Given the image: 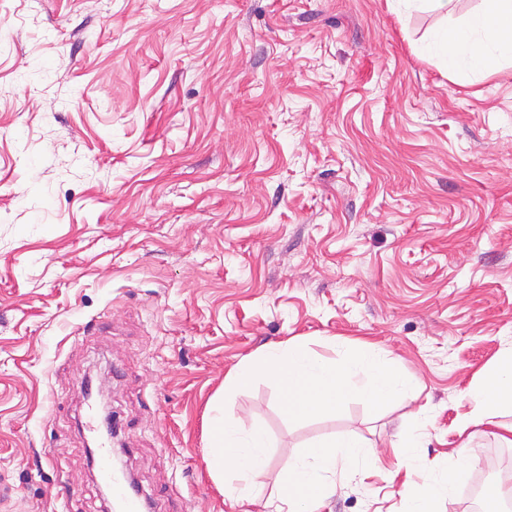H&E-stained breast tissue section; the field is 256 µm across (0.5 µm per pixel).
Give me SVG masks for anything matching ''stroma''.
Returning <instances> with one entry per match:
<instances>
[{"instance_id":"obj_1","label":"stroma","mask_w":512,"mask_h":512,"mask_svg":"<svg viewBox=\"0 0 512 512\" xmlns=\"http://www.w3.org/2000/svg\"><path fill=\"white\" fill-rule=\"evenodd\" d=\"M485 0H0V512H102L81 381L104 367L118 454L151 512H269L299 450L386 454L418 412L417 472L337 480L321 512H405L463 439L467 393L512 348V62L424 48ZM379 343L415 400L297 420L271 345ZM269 444L261 496L209 474L215 405ZM438 512L512 468L493 438Z\"/></svg>"}]
</instances>
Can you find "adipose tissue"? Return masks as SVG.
I'll return each instance as SVG.
<instances>
[{
  "label": "adipose tissue",
  "mask_w": 512,
  "mask_h": 512,
  "mask_svg": "<svg viewBox=\"0 0 512 512\" xmlns=\"http://www.w3.org/2000/svg\"><path fill=\"white\" fill-rule=\"evenodd\" d=\"M426 50L441 57L448 68L492 72L496 65L512 60V0H487L466 27L434 30ZM258 377L276 383L284 413L298 419L338 413L350 398L373 406L404 402L412 399L415 389L413 381L388 362L382 349L368 342L341 345L333 358L318 354L301 340L271 346L242 362L228 386L239 389ZM472 400L471 411L459 422L460 429L468 433L466 442L451 452L447 467L432 470L418 488L409 490L408 512H436L438 502L455 498V476L476 456L483 436L512 446V424L501 421L502 416H512V350L484 371ZM209 435L215 477L225 488L240 482L248 494L259 493V479L268 465L264 434L243 431L219 412L209 419ZM420 439V429H401L391 440L385 459L361 440L321 439L289 465L276 495V512H320L333 491L337 467L352 471L378 469L387 462L395 466L413 463Z\"/></svg>",
  "instance_id": "ef3b65f1"
}]
</instances>
